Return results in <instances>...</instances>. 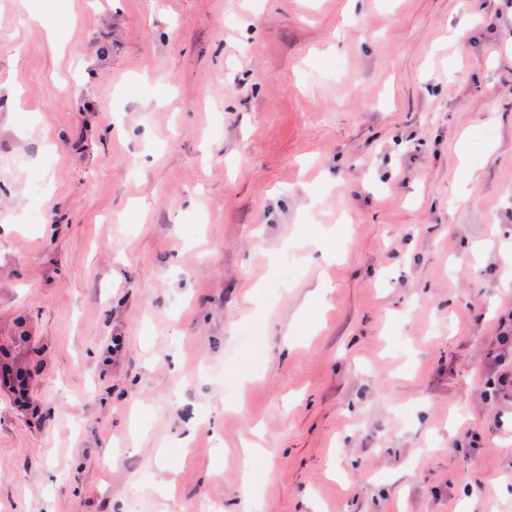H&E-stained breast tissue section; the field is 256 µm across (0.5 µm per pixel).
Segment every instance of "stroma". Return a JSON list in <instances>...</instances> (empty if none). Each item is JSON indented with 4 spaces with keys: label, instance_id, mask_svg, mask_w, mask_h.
<instances>
[{
    "label": "stroma",
    "instance_id": "35a3bbf8",
    "mask_svg": "<svg viewBox=\"0 0 512 512\" xmlns=\"http://www.w3.org/2000/svg\"><path fill=\"white\" fill-rule=\"evenodd\" d=\"M512 0H0V512H512Z\"/></svg>",
    "mask_w": 512,
    "mask_h": 512
}]
</instances>
